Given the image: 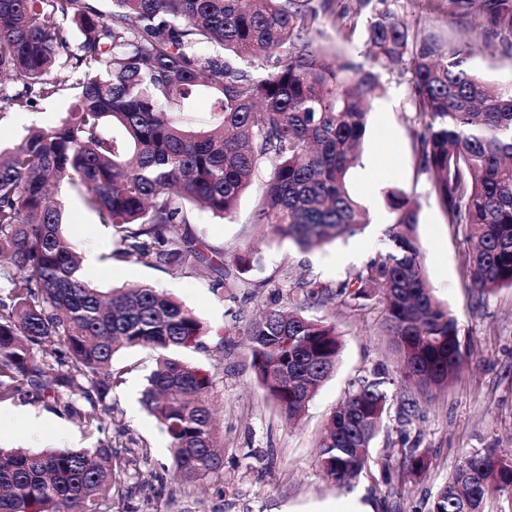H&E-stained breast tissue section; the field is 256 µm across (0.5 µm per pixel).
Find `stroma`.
Wrapping results in <instances>:
<instances>
[{
	"instance_id": "1",
	"label": "stroma",
	"mask_w": 512,
	"mask_h": 512,
	"mask_svg": "<svg viewBox=\"0 0 512 512\" xmlns=\"http://www.w3.org/2000/svg\"><path fill=\"white\" fill-rule=\"evenodd\" d=\"M311 4L318 12L309 38L352 62H363L367 17L358 13L356 0H311ZM383 6L412 29L432 31L445 41L478 34L483 48L473 60L475 67L489 81L512 82V44L479 29L475 16L450 14L448 0H384ZM380 80L386 93L371 104L364 149L350 181L353 196L369 213V225L348 239L300 250L278 238L271 225L257 221V204L268 178L267 167H259L231 216L220 218L203 211L190 216L191 230L224 254L228 272L224 288H212L180 270L106 261V254L115 248L111 229L98 224L69 183L56 189L66 237L82 261L94 263L98 270L89 280L91 287L103 292L130 284L164 289L192 310L206 329L199 345L182 349L179 355L212 378L210 400L224 437V467L200 484L170 479L161 486H146L135 500L139 512H313L317 504L351 495L372 503L375 512H427L428 500L465 454L488 450L512 454V289L476 298L467 275V230L449 223L426 174L417 169L409 62L381 69ZM72 102L73 94L67 91L36 99L27 111L0 115V146L17 143L29 128L55 124ZM393 186L412 193L420 204L417 234L424 271L435 296L458 319L468 364L445 390L421 404L408 428L410 440L430 449L432 465L419 475L384 483L379 460L399 455L396 423L389 419L374 441L370 471L346 488L324 476L316 442L358 376L377 367L391 372L397 367L381 326L382 297L373 295L361 309L338 300L304 306L305 316L335 323L344 347L335 373L301 420L292 424L267 401L251 368L241 328L254 318L266 292L258 290L250 299L246 286L282 270L292 282L302 276L331 285L345 279L383 248L384 231L392 220L386 192ZM249 249L257 253L260 264L238 274L237 258ZM230 324L240 331L226 348L220 338ZM156 358L145 349L118 352L113 365L123 370L124 382L107 403L116 426L124 430L123 436L113 437V446H145L152 460L167 463L171 460L168 438L141 404ZM0 411L10 416L0 424V448H92L101 439L77 419L38 403L4 402Z\"/></svg>"
}]
</instances>
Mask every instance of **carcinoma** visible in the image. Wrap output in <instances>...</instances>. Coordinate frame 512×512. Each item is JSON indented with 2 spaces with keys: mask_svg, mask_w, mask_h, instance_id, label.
<instances>
[{
  "mask_svg": "<svg viewBox=\"0 0 512 512\" xmlns=\"http://www.w3.org/2000/svg\"><path fill=\"white\" fill-rule=\"evenodd\" d=\"M477 12L478 25L512 37V0H448ZM309 9L296 0H112L105 18L90 0H0V112L75 89L71 110L0 149V402L51 401L90 431L123 373L122 348L159 352L142 404L170 439L175 476L191 484L223 468L208 394L212 379L167 352L196 345L204 326L165 292L146 285L105 296L79 276L81 261L62 231L51 189L82 196L118 248L106 260L181 268L225 285L223 253L188 227L193 208L231 215L256 169L268 180L258 221L301 249L361 232L366 212L348 175L384 86L378 69L408 59L419 169L451 224L467 227L472 288H512V85L486 82L473 65L474 39L444 42L372 9L364 31L368 66L333 61L308 39ZM69 19L80 35L69 46ZM205 90L213 123L198 126L190 99ZM124 133L119 141L111 134ZM393 220L386 247L331 289L269 278L272 300L249 322L251 367L265 396L297 421L336 370V328L299 304L339 299L362 306L383 296L384 325L400 359L351 385L318 437L324 473L343 487L370 468V448L394 414L397 466L417 474L429 451L407 427L427 400L467 364L458 321L433 294L417 237L418 207L405 190L386 193ZM148 448H0V512H109L147 482ZM512 494V455L470 454L434 493L428 512H481L490 491Z\"/></svg>",
  "mask_w": 512,
  "mask_h": 512,
  "instance_id": "1",
  "label": "carcinoma"
}]
</instances>
